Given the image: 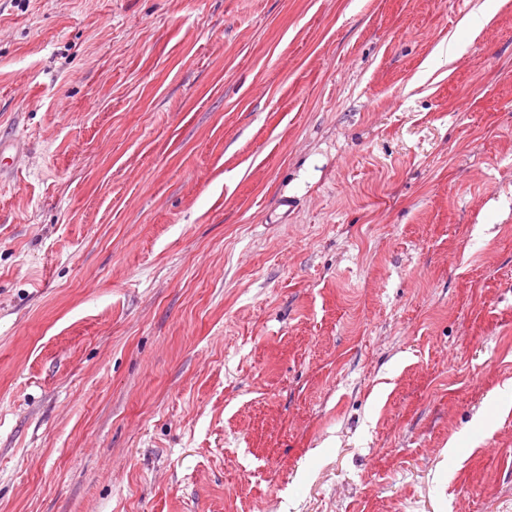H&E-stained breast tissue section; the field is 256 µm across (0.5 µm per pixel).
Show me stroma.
<instances>
[{"instance_id": "obj_1", "label": "stroma", "mask_w": 512, "mask_h": 512, "mask_svg": "<svg viewBox=\"0 0 512 512\" xmlns=\"http://www.w3.org/2000/svg\"><path fill=\"white\" fill-rule=\"evenodd\" d=\"M483 2L0 0V512H512Z\"/></svg>"}]
</instances>
